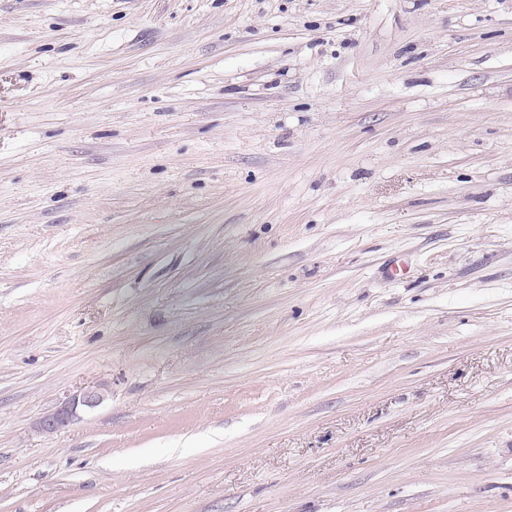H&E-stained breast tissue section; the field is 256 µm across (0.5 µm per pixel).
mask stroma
<instances>
[{
	"instance_id": "1",
	"label": "stroma",
	"mask_w": 512,
	"mask_h": 512,
	"mask_svg": "<svg viewBox=\"0 0 512 512\" xmlns=\"http://www.w3.org/2000/svg\"><path fill=\"white\" fill-rule=\"evenodd\" d=\"M0 512H512V0H0ZM105 386L83 389L72 395L62 406L43 416L39 426L43 431L53 432L73 424L80 419L81 413L100 406L108 398Z\"/></svg>"
}]
</instances>
